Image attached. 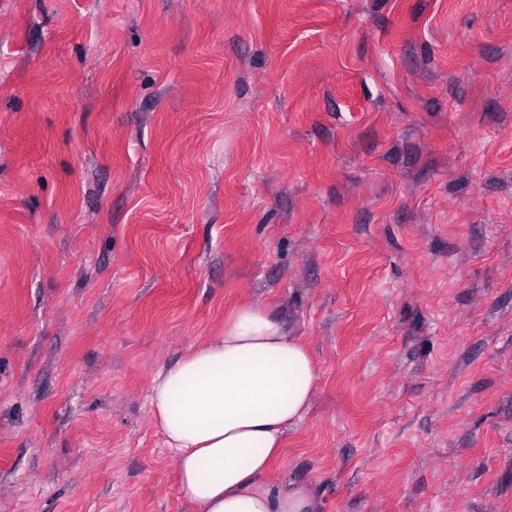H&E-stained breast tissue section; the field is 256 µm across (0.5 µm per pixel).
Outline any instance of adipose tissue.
Segmentation results:
<instances>
[{"instance_id": "obj_1", "label": "adipose tissue", "mask_w": 512, "mask_h": 512, "mask_svg": "<svg viewBox=\"0 0 512 512\" xmlns=\"http://www.w3.org/2000/svg\"><path fill=\"white\" fill-rule=\"evenodd\" d=\"M319 377L307 346L268 304L236 309L223 335L154 374L152 420L199 512H317L311 485H274L267 475Z\"/></svg>"}]
</instances>
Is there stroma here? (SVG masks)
Returning a JSON list of instances; mask_svg holds the SVG:
<instances>
[{
  "mask_svg": "<svg viewBox=\"0 0 512 512\" xmlns=\"http://www.w3.org/2000/svg\"><path fill=\"white\" fill-rule=\"evenodd\" d=\"M254 302L271 482L512 512V0H0V512H196L152 377Z\"/></svg>",
  "mask_w": 512,
  "mask_h": 512,
  "instance_id": "1",
  "label": "stroma"
}]
</instances>
